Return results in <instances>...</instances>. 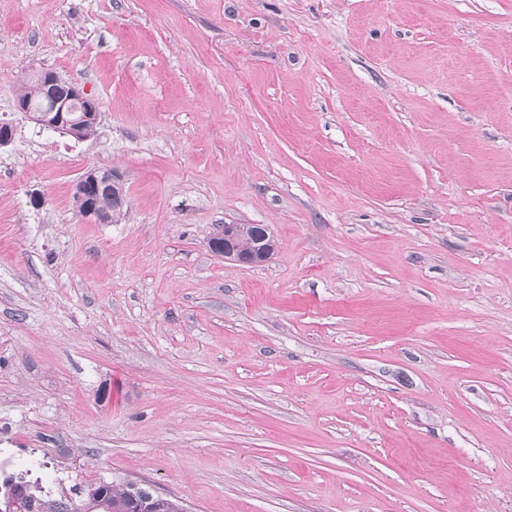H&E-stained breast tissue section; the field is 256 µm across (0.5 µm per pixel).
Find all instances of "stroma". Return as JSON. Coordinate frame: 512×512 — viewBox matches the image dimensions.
<instances>
[{
  "label": "stroma",
  "mask_w": 512,
  "mask_h": 512,
  "mask_svg": "<svg viewBox=\"0 0 512 512\" xmlns=\"http://www.w3.org/2000/svg\"><path fill=\"white\" fill-rule=\"evenodd\" d=\"M40 70L94 136L18 113ZM0 119L7 471L512 512V0H0ZM92 168L121 221L78 212ZM221 224L271 259L214 255ZM40 83L49 87L52 91H56L49 104L34 109L29 103L19 100H29L34 107L42 106L47 101L46 88L42 84H35L29 81L23 93L16 101V108L19 112L29 114L28 119L37 124L33 118L35 112H42V118L38 123L48 129L64 134L69 128H74L75 134H68L75 140H84L93 135L99 120V103L96 99L90 97L84 89L78 87L75 83L64 80L56 72L50 70H42L33 75ZM75 113H81V121L89 125L95 126L92 129L85 127V123L78 122L74 125L70 120V116ZM72 125V126H71ZM121 182V176L112 169H90L77 181L75 190L80 195H86L89 188L114 186ZM222 224L209 239L211 251L224 260L248 265H261L267 262L274 252L272 235L268 225L256 224L254 241L250 249L239 250L237 240L242 246L248 245L254 230L251 224Z\"/></svg>",
  "instance_id": "1"
}]
</instances>
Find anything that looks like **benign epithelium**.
I'll return each instance as SVG.
<instances>
[{"mask_svg":"<svg viewBox=\"0 0 512 512\" xmlns=\"http://www.w3.org/2000/svg\"><path fill=\"white\" fill-rule=\"evenodd\" d=\"M34 77L55 91L50 103L39 108L42 118L38 120V123L41 126L63 134L72 125L70 116L76 113L81 114V121L89 125H97L100 115L99 103L83 89L50 70L37 72ZM119 182H121V176L112 169H90L77 181L75 190L78 194L84 195L91 187L114 186ZM238 237V225L224 224L210 237L209 247L214 254L239 264L257 266L271 258L274 249L268 226L257 225L253 244L248 250H239L237 247Z\"/></svg>","mask_w":512,"mask_h":512,"instance_id":"1","label":"benign epithelium"}]
</instances>
